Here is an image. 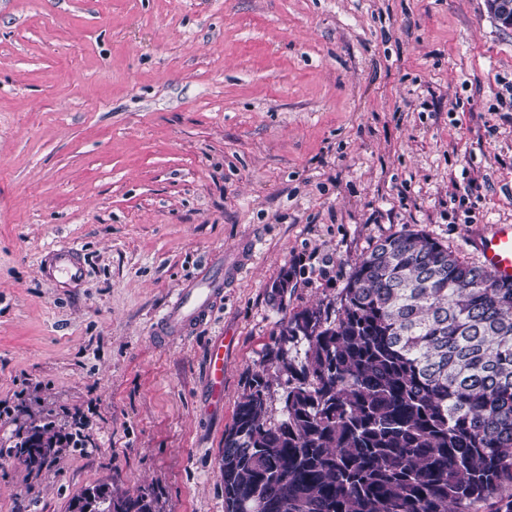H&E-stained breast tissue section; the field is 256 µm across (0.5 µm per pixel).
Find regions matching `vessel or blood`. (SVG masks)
<instances>
[{
    "label": "vessel or blood",
    "mask_w": 512,
    "mask_h": 512,
    "mask_svg": "<svg viewBox=\"0 0 512 512\" xmlns=\"http://www.w3.org/2000/svg\"><path fill=\"white\" fill-rule=\"evenodd\" d=\"M486 268L499 279H512V224H495L477 240ZM254 250L242 244L233 261L215 255L210 263L185 281L175 298L159 318L155 331L160 337L185 336L195 331L224 298V290L248 267ZM43 268L48 276L79 285L86 278V266L74 247L60 245L44 258ZM208 377L214 398L224 392V345H211L208 354Z\"/></svg>",
    "instance_id": "1"
}]
</instances>
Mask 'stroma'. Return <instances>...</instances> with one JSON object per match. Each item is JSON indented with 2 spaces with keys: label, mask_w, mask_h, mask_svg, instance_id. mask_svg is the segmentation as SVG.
I'll list each match as a JSON object with an SVG mask.
<instances>
[{
  "label": "stroma",
  "mask_w": 512,
  "mask_h": 512,
  "mask_svg": "<svg viewBox=\"0 0 512 512\" xmlns=\"http://www.w3.org/2000/svg\"><path fill=\"white\" fill-rule=\"evenodd\" d=\"M494 224H512V28L486 0H0V444L49 414L93 440L38 471L1 457L0 512H69L101 484L224 512V435L276 322L339 305L392 234L479 265ZM246 239L212 316L155 342L185 280ZM60 243L80 287L41 270ZM208 377L212 396L221 399L224 392V343H213L208 354Z\"/></svg>",
  "instance_id": "stroma-1"
}]
</instances>
